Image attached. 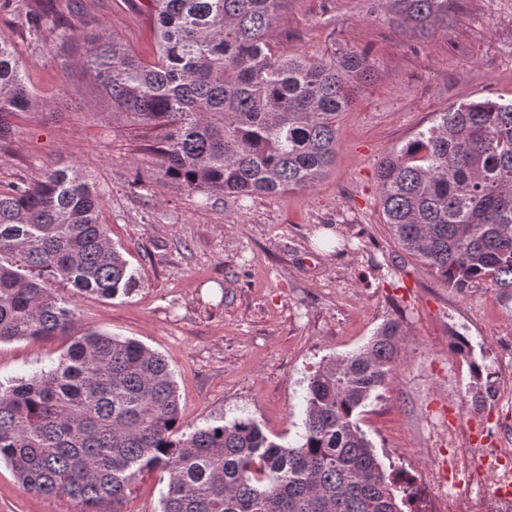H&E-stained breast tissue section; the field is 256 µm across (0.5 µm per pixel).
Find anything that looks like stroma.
<instances>
[{
	"label": "stroma",
	"instance_id": "1",
	"mask_svg": "<svg viewBox=\"0 0 512 512\" xmlns=\"http://www.w3.org/2000/svg\"><path fill=\"white\" fill-rule=\"evenodd\" d=\"M77 25L70 41L39 39L30 11ZM105 30L150 60L147 0H0V36L23 59L40 104L13 118L0 149V189L76 167L101 194V220L139 285L126 296H77L70 334L132 338L161 354L184 421L249 417L297 444L309 376L324 359L402 323L400 356L366 401L360 425L383 465L434 460L432 416L470 423L478 448L512 435V406L486 395L462 405L472 377L450 349L496 381L512 363V304L481 284L461 293L404 252L383 222L377 164L460 102L512 100V0H459L453 23L414 39L379 0H292L269 33L275 52L326 59L367 51L376 77L339 123L336 161L312 187L240 199L187 193L161 179L152 138L113 112L84 70L82 34ZM67 338L0 343V380L56 363ZM0 512H74L65 495L24 492L0 464Z\"/></svg>",
	"mask_w": 512,
	"mask_h": 512
}]
</instances>
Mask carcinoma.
Listing matches in <instances>:
<instances>
[{"mask_svg":"<svg viewBox=\"0 0 512 512\" xmlns=\"http://www.w3.org/2000/svg\"><path fill=\"white\" fill-rule=\"evenodd\" d=\"M290 0H148L151 61L100 30L85 65L112 111L155 132L162 174L190 193L251 197L315 184L336 160L341 116L374 76L364 53L277 56L268 35ZM454 0H383L416 37L448 28ZM29 31L65 41L47 13ZM38 106L0 37V145L10 118ZM384 223L409 255L459 292L481 283L512 301V102H470L377 166ZM77 293L136 287L100 222V194L74 166L0 190V342L65 335ZM401 324L310 376L295 446L249 417L184 424L168 363L131 338L89 331L57 366L0 383V461L21 489L65 495L77 512H121L135 481L167 475L159 512H404L357 416L398 357Z\"/></svg>","mask_w":512,"mask_h":512,"instance_id":"cac0c4a2","label":"carcinoma"}]
</instances>
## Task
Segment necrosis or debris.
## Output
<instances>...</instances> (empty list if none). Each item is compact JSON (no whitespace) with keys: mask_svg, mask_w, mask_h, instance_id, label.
<instances>
[{"mask_svg":"<svg viewBox=\"0 0 512 512\" xmlns=\"http://www.w3.org/2000/svg\"><path fill=\"white\" fill-rule=\"evenodd\" d=\"M469 431L449 423L446 447L428 468L406 477L413 512H512V439L472 448Z\"/></svg>","mask_w":512,"mask_h":512,"instance_id":"necrosis-or-debris-1","label":"necrosis or debris"}]
</instances>
